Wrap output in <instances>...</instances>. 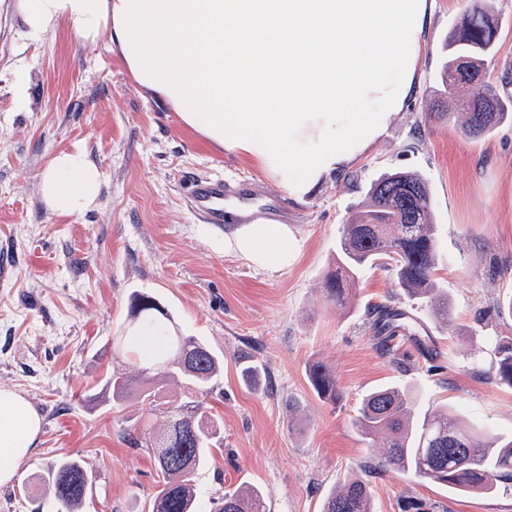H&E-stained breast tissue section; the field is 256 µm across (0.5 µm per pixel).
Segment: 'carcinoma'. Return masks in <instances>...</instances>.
<instances>
[{"mask_svg": "<svg viewBox=\"0 0 512 512\" xmlns=\"http://www.w3.org/2000/svg\"><path fill=\"white\" fill-rule=\"evenodd\" d=\"M498 22L475 3L448 35V60L443 76L451 89L484 84V62L495 47ZM464 110L462 133L467 138L490 134L505 118L498 98L489 95L460 102ZM440 260L434 232L427 180L417 171L384 175L372 184L363 209L343 226L336 249V270L324 283L326 297L342 306L351 278L367 266L393 273L402 290L430 303L432 313L448 322V301L434 295L432 276ZM405 311L384 306L380 332L393 337L409 330ZM129 329L116 337L115 350L129 354L136 378L149 399L152 387L175 376L208 392L223 368L210 348L193 336L171 329V317L150 296L133 293L128 311ZM498 367L492 380L512 388V339L498 346ZM313 389L336 398V377L324 363L308 369ZM103 386L119 398L133 387L123 372L108 373ZM166 421L149 431L148 438L131 443L153 453L158 481L152 512H198L195 472L207 466L223 445L218 420L204 414L202 402L189 396L160 404ZM354 426L365 439L385 436L381 467L448 486L461 494L488 493L500 483H512V438L491 437L449 411L421 417L417 400L396 387L369 393ZM56 512H79L86 499L89 476L82 464L63 458L49 472ZM216 512H266L261 492L235 489L224 492ZM323 512H372L369 485L347 479L332 491Z\"/></svg>", "mask_w": 512, "mask_h": 512, "instance_id": "carcinoma-1", "label": "carcinoma"}]
</instances>
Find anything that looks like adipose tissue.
Instances as JSON below:
<instances>
[{"label":"adipose tissue","mask_w":512,"mask_h":512,"mask_svg":"<svg viewBox=\"0 0 512 512\" xmlns=\"http://www.w3.org/2000/svg\"><path fill=\"white\" fill-rule=\"evenodd\" d=\"M24 37L60 22L77 39L108 36L133 79L200 135L278 178L304 200L357 161L405 108L432 20V0H19ZM61 215L94 206L101 176L86 153L61 151L38 176ZM288 261L296 244L274 224L241 240ZM41 417L0 389V485L36 448Z\"/></svg>","instance_id":"1"}]
</instances>
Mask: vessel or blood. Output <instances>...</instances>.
Wrapping results in <instances>:
<instances>
[{
    "label": "vessel or blood",
    "instance_id": "obj_1",
    "mask_svg": "<svg viewBox=\"0 0 512 512\" xmlns=\"http://www.w3.org/2000/svg\"><path fill=\"white\" fill-rule=\"evenodd\" d=\"M189 203L202 223L285 224L293 222L280 200L256 180H224L202 177L190 184Z\"/></svg>",
    "mask_w": 512,
    "mask_h": 512
}]
</instances>
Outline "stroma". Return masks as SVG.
<instances>
[{
	"label": "stroma",
	"mask_w": 512,
	"mask_h": 512,
	"mask_svg": "<svg viewBox=\"0 0 512 512\" xmlns=\"http://www.w3.org/2000/svg\"><path fill=\"white\" fill-rule=\"evenodd\" d=\"M498 21L486 82L512 99V0H483ZM473 0H433L432 25L416 92L385 135L359 160L326 177L305 200H290L298 221L284 230L298 245L288 265L238 247L251 227L201 223L187 201L195 176L256 179L287 194L258 165L204 140L154 91L137 84L108 38L77 40L61 23L44 42L23 41L21 15L0 11V388L24 395L42 419L37 448L0 486V512L52 508L23 487L74 457L92 477L86 512H151L153 457L128 435L162 424L148 402H116L101 379L130 371L112 354L128 325L133 291L156 298L180 330L205 341L224 369L201 400L215 415L224 450L197 472L201 499L258 487L267 512H322L327 495L355 475L372 491L373 512H403L406 501L434 512H512V484L490 497L379 468L381 449L353 427L366 395L380 387L415 390L420 412L448 406L479 427L512 434V388L490 376L496 349L512 338V318L495 301L512 295V122L478 140L441 81L448 34ZM28 75V104L9 91ZM85 149L101 174L97 205L61 216L43 201L37 177L53 154ZM415 170L429 183L441 252L437 286L448 322H436L388 271L365 267L345 305L328 300L340 230L372 182ZM395 304L428 337L431 358L386 351L371 312ZM333 371L339 398L313 390L311 363ZM254 362L256 384L238 368Z\"/></svg>",
	"instance_id": "stroma-1"
}]
</instances>
